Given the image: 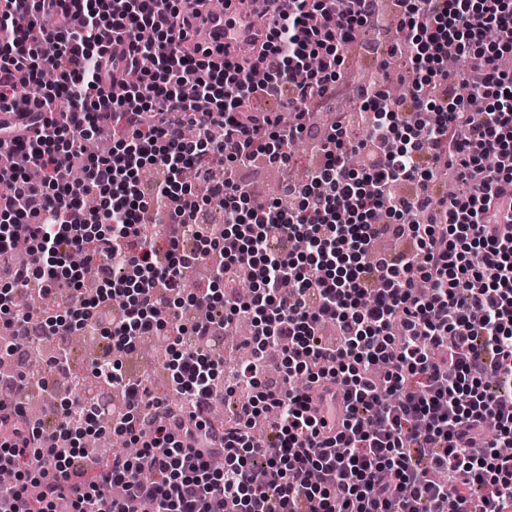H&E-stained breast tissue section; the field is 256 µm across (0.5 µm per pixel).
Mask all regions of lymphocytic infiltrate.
I'll return each instance as SVG.
<instances>
[{
	"label": "lymphocytic infiltrate",
	"mask_w": 512,
	"mask_h": 512,
	"mask_svg": "<svg viewBox=\"0 0 512 512\" xmlns=\"http://www.w3.org/2000/svg\"><path fill=\"white\" fill-rule=\"evenodd\" d=\"M0 0V113L17 115L13 152L40 169L29 181L0 168V357L50 338L48 386L74 391L44 418L25 372L0 378V470L12 476L0 512H512V0H396L394 24L411 90L397 101L361 91L372 112L357 140L337 117L324 162L283 180L293 211L235 178L255 156L288 170L290 140L313 120L310 98L330 96L346 46L378 16L377 0H251L273 15L267 49L241 64L236 49L199 41L210 0ZM123 33L112 52L99 32ZM498 37L490 41L488 30ZM465 64L451 73L446 54ZM127 75L121 95L112 75ZM279 97L282 112L243 116L245 100ZM123 133L103 157L85 152L104 116ZM197 139H187L186 127ZM375 159L356 172L349 151ZM447 164L460 189L435 199L430 172ZM147 166L166 178L152 192ZM193 169L206 187L190 197ZM101 198L88 217L82 193ZM407 182L410 194L392 188ZM233 214L218 226L212 210ZM165 225L144 241V221ZM393 235L410 252L377 251ZM80 254L100 285L81 306L82 327L111 337L92 364L98 384L120 387L114 435L137 455L101 458L74 448L76 422L99 407L66 345L78 327L24 309L21 290L68 304L82 291ZM209 266L227 284L184 295L181 272ZM248 276L254 287L233 285ZM245 317L253 357L228 374L229 417L211 419L224 362L210 342ZM335 325L336 340L326 325ZM173 328L170 407L127 371L140 343ZM279 347L277 378L266 353ZM344 392L339 433L321 434L314 386ZM264 438L250 432L271 409Z\"/></svg>",
	"instance_id": "obj_1"
}]
</instances>
